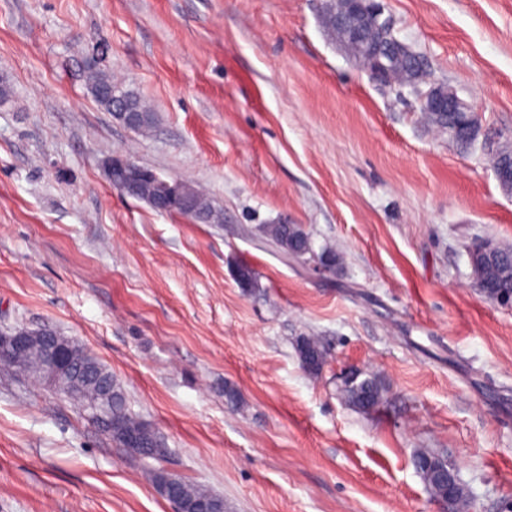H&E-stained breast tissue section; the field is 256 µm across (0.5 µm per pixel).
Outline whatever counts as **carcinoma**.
I'll return each mask as SVG.
<instances>
[{"instance_id": "obj_1", "label": "carcinoma", "mask_w": 512, "mask_h": 512, "mask_svg": "<svg viewBox=\"0 0 512 512\" xmlns=\"http://www.w3.org/2000/svg\"><path fill=\"white\" fill-rule=\"evenodd\" d=\"M321 9L329 27L331 36H336V17L348 18L351 15L347 0H322ZM392 60L387 69V84L402 90L408 84V77L419 65L418 55L405 48L391 51ZM130 108L142 113L139 131L148 133L153 129V115L134 93L120 92ZM427 125L442 133L451 132V138L462 149L473 146L468 126V117L462 112L447 114L429 112L420 108ZM262 231L276 245L292 256L319 263L331 270H336L342 257L332 248H326L317 254L313 251L310 238L299 224L262 225ZM470 266L482 296L493 298L500 305L512 301V249L503 248L494 257L487 258L477 252H470ZM295 351L302 367L311 375L321 372L327 362L328 349L318 336H299L295 340ZM46 362V353L42 344L32 340L10 359H0V363L16 370L24 369L40 377V368ZM68 370L59 374L62 385L74 384L73 393L68 396L72 401L92 400L107 386L112 385V441L122 448L144 459L160 461L166 454V443L159 433L129 408L123 386L112 375V371L94 357L86 348L76 343L73 354L68 357ZM344 392L349 403L361 411H371L380 407L384 400V388L378 380L365 376L361 372L345 383ZM152 483L159 487L165 481L172 483V494L182 506V512H196L201 503L224 505L222 497L211 491L184 480L180 477L171 478L153 467L148 470Z\"/></svg>"}]
</instances>
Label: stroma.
I'll return each instance as SVG.
<instances>
[{
	"mask_svg": "<svg viewBox=\"0 0 512 512\" xmlns=\"http://www.w3.org/2000/svg\"><path fill=\"white\" fill-rule=\"evenodd\" d=\"M384 3L483 134L512 140V0ZM96 51L154 112L150 135L89 93ZM1 84L0 333L82 344L164 437L165 469L226 512H443L421 452L456 469L469 512H512V308L482 297L468 261L480 240L512 247V194L482 146L369 79L321 0H0ZM115 154L190 181L222 223L114 189ZM276 222L341 266L263 244ZM300 336L330 349L319 376ZM352 371L384 385L382 406L348 404ZM0 512L175 509L75 405L0 370Z\"/></svg>",
	"mask_w": 512,
	"mask_h": 512,
	"instance_id": "stroma-1",
	"label": "stroma"
}]
</instances>
